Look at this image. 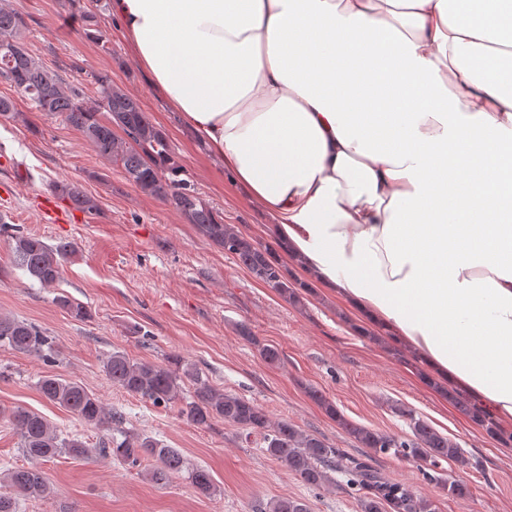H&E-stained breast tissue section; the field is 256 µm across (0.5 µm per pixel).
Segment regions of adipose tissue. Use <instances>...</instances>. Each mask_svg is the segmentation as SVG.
<instances>
[{
	"instance_id": "adipose-tissue-1",
	"label": "adipose tissue",
	"mask_w": 512,
	"mask_h": 512,
	"mask_svg": "<svg viewBox=\"0 0 512 512\" xmlns=\"http://www.w3.org/2000/svg\"><path fill=\"white\" fill-rule=\"evenodd\" d=\"M283 257L512 425V0H111Z\"/></svg>"
}]
</instances>
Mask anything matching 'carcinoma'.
<instances>
[{
	"instance_id": "obj_1",
	"label": "carcinoma",
	"mask_w": 512,
	"mask_h": 512,
	"mask_svg": "<svg viewBox=\"0 0 512 512\" xmlns=\"http://www.w3.org/2000/svg\"><path fill=\"white\" fill-rule=\"evenodd\" d=\"M80 11L87 38L99 43L105 35L97 14L81 9L80 0H68ZM22 17L12 8L0 5V42L6 41L10 51H0V79L16 88L35 109L46 116L61 114L67 123L80 131L97 155L122 166L126 179L145 195L170 204L183 219L196 226L200 234L224 248L257 281L293 305L303 304L300 290L304 284L291 281L274 252L244 236L235 226L224 223L206 204L189 181L182 178L183 166L172 153L164 132L152 124L143 112L137 97L112 83L107 75L95 77L97 97L87 100L81 90L67 86L62 76L46 68L33 56L25 41ZM106 118H101L102 113ZM52 191L77 210L93 214L98 200L83 187L71 181H55ZM18 268L45 288L57 285L64 264L72 253L70 244L62 242L52 247L35 235L18 230L9 231L0 225ZM57 305L77 320L91 317L87 307L66 295L56 298ZM242 338L259 346L264 361L280 362L277 347L262 344L245 326ZM0 349L32 355L46 363L56 360L53 337L40 327L13 317L0 315ZM112 384L126 393L150 401L155 406H167L181 399L182 383L190 381L193 394L183 400L180 414L197 427H207L215 420L236 425L261 436L265 454L312 488L334 483L332 474L350 476V485L359 492V512H437L432 499L415 493L409 486L391 482L366 462L345 456L323 436L307 433L286 419L274 420L259 405L231 392L216 388L196 365L171 355L164 363L134 361L121 350L109 354L103 364ZM38 391L50 403L73 413L93 426H107L122 416L110 413L98 396L83 385L44 375L38 381ZM441 396L472 422L481 426L498 442L509 445L512 433L506 434L490 422L482 411L458 392L439 388ZM306 395L316 403L336 425L351 436L360 448L375 455L394 454L419 463L423 479L441 482L436 469L444 462L466 463L461 448L447 435L435 429L413 411L398 412L409 420L411 434L397 437L361 425L347 418L323 392L313 385L305 386ZM11 422L20 436L22 452L34 461H49L59 456L84 459L96 453L118 460L136 463L150 458L155 461L151 479L163 482L171 475L186 474L190 484L205 495L217 492L208 470L192 468L176 449L149 438L125 433L123 439L103 441L90 448L78 438H65L43 415L17 406L11 410ZM443 483V482H441ZM451 498H465L470 491L466 483L448 480L443 483ZM49 494L44 472L36 466L18 467L0 475V512H17L18 501L41 499ZM267 512H308L307 504L293 497L273 499Z\"/></svg>"
}]
</instances>
